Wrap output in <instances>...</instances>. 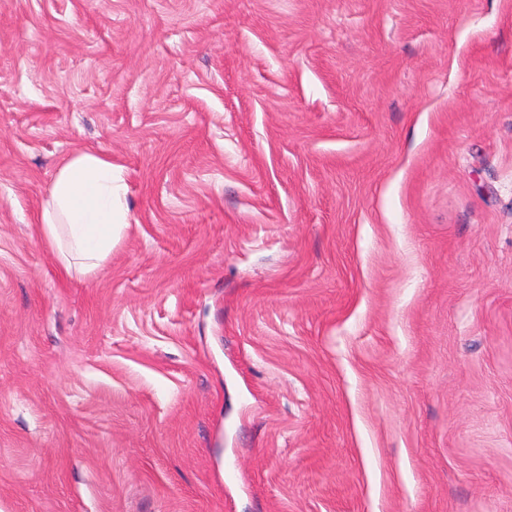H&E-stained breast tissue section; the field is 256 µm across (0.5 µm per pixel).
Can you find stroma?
<instances>
[{
    "mask_svg": "<svg viewBox=\"0 0 512 512\" xmlns=\"http://www.w3.org/2000/svg\"><path fill=\"white\" fill-rule=\"evenodd\" d=\"M0 512H512V0H0ZM123 185L102 155L80 152L58 168L40 221L44 239L67 273L94 274L124 226Z\"/></svg>",
    "mask_w": 512,
    "mask_h": 512,
    "instance_id": "stroma-1",
    "label": "stroma"
}]
</instances>
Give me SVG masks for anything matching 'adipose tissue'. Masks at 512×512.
I'll return each instance as SVG.
<instances>
[{
	"label": "adipose tissue",
	"mask_w": 512,
	"mask_h": 512,
	"mask_svg": "<svg viewBox=\"0 0 512 512\" xmlns=\"http://www.w3.org/2000/svg\"><path fill=\"white\" fill-rule=\"evenodd\" d=\"M122 195L107 157L80 152L59 166L40 229L65 272L92 275L111 255L123 225Z\"/></svg>",
	"instance_id": "ef3b65f1"
}]
</instances>
